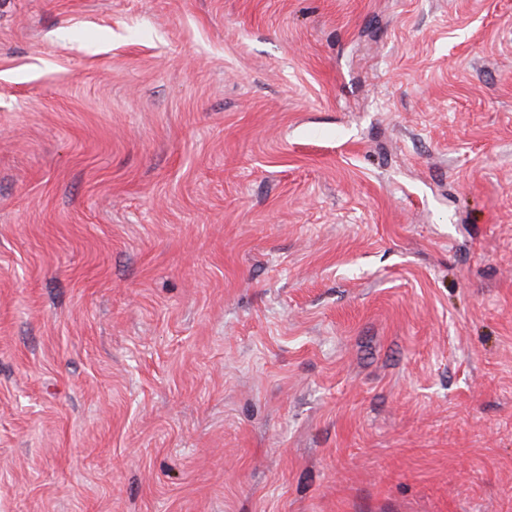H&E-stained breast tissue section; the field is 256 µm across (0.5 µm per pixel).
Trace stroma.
Listing matches in <instances>:
<instances>
[{"instance_id": "stroma-1", "label": "stroma", "mask_w": 512, "mask_h": 512, "mask_svg": "<svg viewBox=\"0 0 512 512\" xmlns=\"http://www.w3.org/2000/svg\"><path fill=\"white\" fill-rule=\"evenodd\" d=\"M0 512H512V0H0Z\"/></svg>"}]
</instances>
